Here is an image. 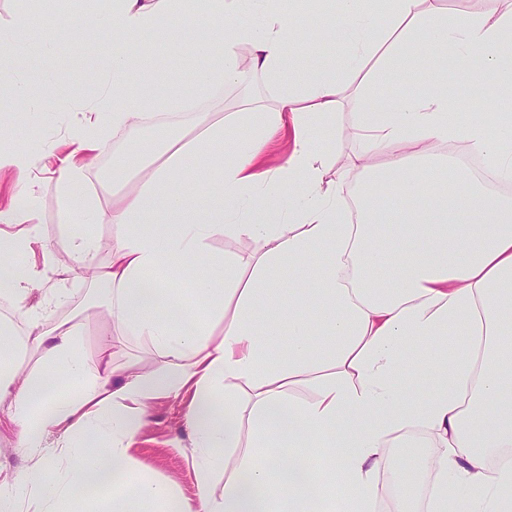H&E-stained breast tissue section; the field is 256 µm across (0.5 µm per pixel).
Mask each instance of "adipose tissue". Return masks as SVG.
Here are the masks:
<instances>
[{
	"label": "adipose tissue",
	"mask_w": 512,
	"mask_h": 512,
	"mask_svg": "<svg viewBox=\"0 0 512 512\" xmlns=\"http://www.w3.org/2000/svg\"><path fill=\"white\" fill-rule=\"evenodd\" d=\"M295 2L286 10L279 0H60L49 40L117 33L124 46L101 68L72 148L52 171L66 265L48 251L31 261L43 242L38 225L18 205L0 209V298L19 313L0 320V396L10 398L0 426L36 459L26 477L35 512H65L82 497L89 512L148 504L155 512H377L388 494L392 512H409L417 499L424 512H512V198L493 196L455 155L437 152L464 144L511 183L512 114L491 126L479 112L459 120L458 100L437 84L416 96L378 91L388 63L416 69L427 56L480 52L498 95L511 97L512 74L501 76L499 64L512 52V0L453 21L441 0ZM304 13L349 45L344 61L303 64L294 30ZM40 23L21 9L0 27V87L13 86L23 101L21 47ZM423 26L432 36L421 48L414 41ZM174 31L202 62L198 87L235 82L245 54L253 74L278 86L275 111L246 101L235 123L248 137L212 124L181 147L149 145L118 160L103 184L124 186L119 198L74 195L108 129L138 125L158 97L144 37ZM134 72L144 79L130 92ZM348 99L357 105L359 149L330 183L315 133ZM278 134L287 158L269 168L267 146ZM216 145L224 148L215 157L220 202L203 208L171 185L183 178L207 190L210 167L186 158ZM380 154L389 163L376 165ZM427 170L468 180V193L432 189ZM353 175L364 191L358 221L348 224L341 192ZM159 212L166 223H155ZM97 224L115 233L104 264ZM227 235L254 242L249 274L211 252ZM20 255L27 263L17 264ZM174 261L193 283L191 297L167 284ZM79 271L110 319L92 355L81 320L50 312L64 289H49L45 310L25 305L48 275ZM126 333L149 341L156 367L112 365L113 339ZM22 352L34 368L20 370ZM306 377L313 398L294 400L290 388ZM179 397L189 400L202 486L194 500L142 478L129 453L151 401ZM412 429L427 432L432 449L416 475L404 467L413 451L400 440ZM222 470L216 498L207 486Z\"/></svg>",
	"instance_id": "ef3b65f1"
}]
</instances>
